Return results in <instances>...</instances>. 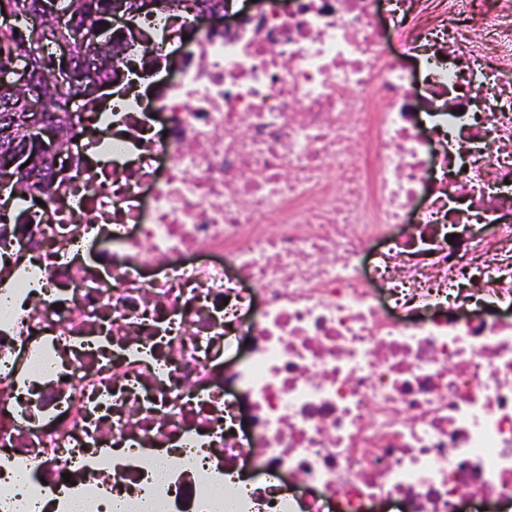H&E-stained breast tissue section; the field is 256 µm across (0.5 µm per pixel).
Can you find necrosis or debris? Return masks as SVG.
Segmentation results:
<instances>
[{
    "label": "necrosis or debris",
    "mask_w": 512,
    "mask_h": 512,
    "mask_svg": "<svg viewBox=\"0 0 512 512\" xmlns=\"http://www.w3.org/2000/svg\"><path fill=\"white\" fill-rule=\"evenodd\" d=\"M136 22L0 222V512H512V0Z\"/></svg>",
    "instance_id": "1"
}]
</instances>
